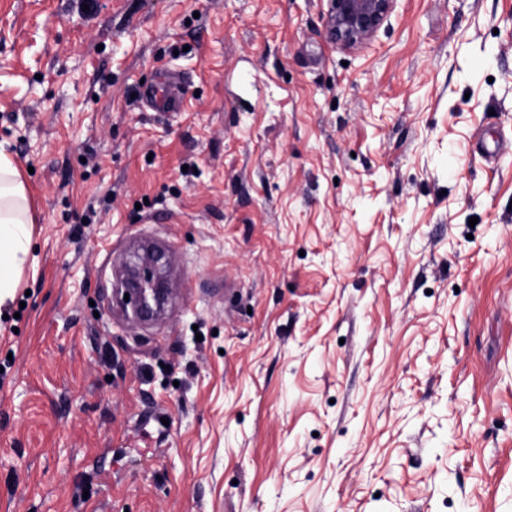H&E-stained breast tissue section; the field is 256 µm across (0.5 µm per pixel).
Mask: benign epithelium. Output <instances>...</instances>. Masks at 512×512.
<instances>
[{"label": "benign epithelium", "instance_id": "1", "mask_svg": "<svg viewBox=\"0 0 512 512\" xmlns=\"http://www.w3.org/2000/svg\"><path fill=\"white\" fill-rule=\"evenodd\" d=\"M397 0H327L326 34L330 42L344 50H357L370 43L394 11ZM137 283L136 304L142 309L161 306L166 295L158 267L148 257H139L130 266Z\"/></svg>", "mask_w": 512, "mask_h": 512}]
</instances>
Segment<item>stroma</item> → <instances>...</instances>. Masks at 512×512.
<instances>
[{
	"label": "stroma",
	"instance_id": "1",
	"mask_svg": "<svg viewBox=\"0 0 512 512\" xmlns=\"http://www.w3.org/2000/svg\"><path fill=\"white\" fill-rule=\"evenodd\" d=\"M325 10L0 0L38 219L0 512H512V0H398L359 51ZM144 234L184 302L132 327ZM150 109L158 114L182 112L185 108V85L170 68L156 69L154 80L141 91Z\"/></svg>",
	"mask_w": 512,
	"mask_h": 512
}]
</instances>
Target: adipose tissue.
Masks as SVG:
<instances>
[{
	"label": "adipose tissue",
	"instance_id": "ef3b65f1",
	"mask_svg": "<svg viewBox=\"0 0 512 512\" xmlns=\"http://www.w3.org/2000/svg\"><path fill=\"white\" fill-rule=\"evenodd\" d=\"M32 200L16 159L0 149V309L14 302L33 252Z\"/></svg>",
	"mask_w": 512,
	"mask_h": 512
}]
</instances>
